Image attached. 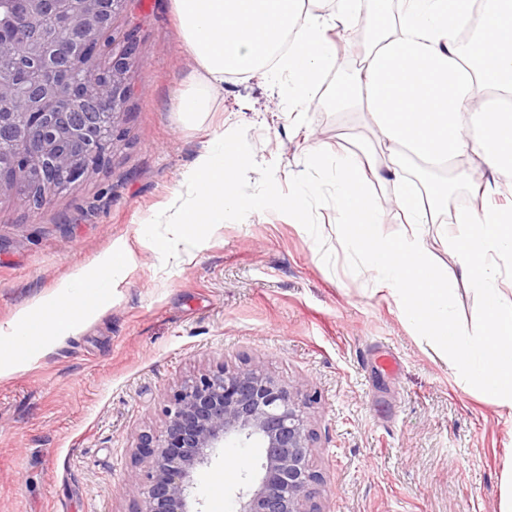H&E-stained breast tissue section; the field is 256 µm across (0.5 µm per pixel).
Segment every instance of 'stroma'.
Instances as JSON below:
<instances>
[{
  "instance_id": "35a3bbf8",
  "label": "stroma",
  "mask_w": 512,
  "mask_h": 512,
  "mask_svg": "<svg viewBox=\"0 0 512 512\" xmlns=\"http://www.w3.org/2000/svg\"><path fill=\"white\" fill-rule=\"evenodd\" d=\"M138 43L124 138L106 163L39 211L0 197V326L77 274L94 275L111 249L131 253L104 308L77 335L0 376V512H134L124 491L139 432L155 424L164 389L223 361H263L316 394L313 466L323 512H501L512 466V422L478 390L463 389L387 291L376 289L336 233L337 212H317L334 256L325 264L295 219L253 212L217 225L188 253L163 262L144 226L171 206L184 174L220 131L243 126L255 160L275 164L280 189L305 168L311 144L388 155L368 116L333 105L337 71L305 111L265 71L211 88V110L185 121L178 90L200 80L172 0H128L112 38ZM422 243L454 286L453 309L475 326L481 297L460 280L443 236L467 211L474 176ZM260 462L256 448L215 449L195 476L201 512H235ZM234 470L222 489L218 472Z\"/></svg>"
}]
</instances>
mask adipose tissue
Segmentation results:
<instances>
[{
  "label": "adipose tissue",
  "mask_w": 512,
  "mask_h": 512,
  "mask_svg": "<svg viewBox=\"0 0 512 512\" xmlns=\"http://www.w3.org/2000/svg\"><path fill=\"white\" fill-rule=\"evenodd\" d=\"M182 37L203 71L199 83L181 90L174 109L193 120L210 111L211 87L225 76L262 67L286 79L288 99L305 103L323 73L335 67L338 48L331 34L360 15V0H335L327 10H309L305 0H172ZM372 21L379 34L349 93L336 109L368 114L389 163L367 166L354 154L336 157V231L375 274L420 334L438 344L463 387L493 398L512 419V300L501 288L494 258L512 257V205L459 216L448 236L462 278L476 284L482 309L476 332L452 311L453 290L435 267L422 237L427 218L414 201L406 177L417 163L435 209L448 205L457 159L471 148L491 179L483 195L499 193V175L512 174V0H484L477 51L466 53L456 36L470 0H376ZM390 173L398 192L393 202L405 222L398 235L381 232L383 207L368 191ZM130 260L122 249L104 260L95 278L79 275L49 300L20 311L0 331V374L43 356L44 337L61 341L107 297L106 284Z\"/></svg>",
  "instance_id": "adipose-tissue-1"
}]
</instances>
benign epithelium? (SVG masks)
<instances>
[{
	"label": "benign epithelium",
	"instance_id": "7a95c632",
	"mask_svg": "<svg viewBox=\"0 0 512 512\" xmlns=\"http://www.w3.org/2000/svg\"><path fill=\"white\" fill-rule=\"evenodd\" d=\"M126 2L0 0V58L15 65L0 78V196H22L35 212L123 140L136 50L129 40L113 52L104 34ZM315 400L255 362H221L167 389L159 423L134 446L126 492L139 498L135 512H193L194 473L229 439L263 450L237 512H322Z\"/></svg>",
	"mask_w": 512,
	"mask_h": 512
}]
</instances>
